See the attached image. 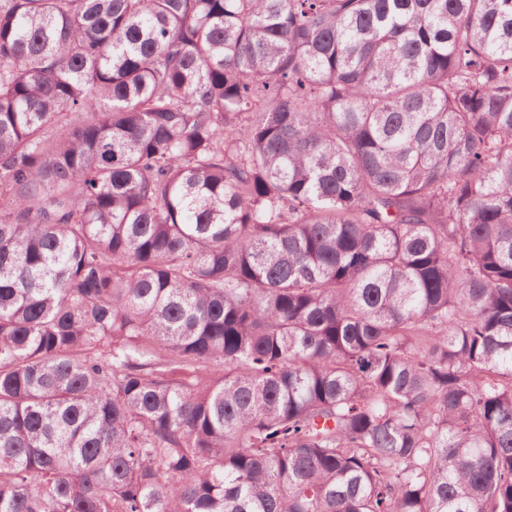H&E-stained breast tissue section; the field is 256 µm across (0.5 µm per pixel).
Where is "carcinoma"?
I'll return each mask as SVG.
<instances>
[{"label": "carcinoma", "mask_w": 512, "mask_h": 512, "mask_svg": "<svg viewBox=\"0 0 512 512\" xmlns=\"http://www.w3.org/2000/svg\"><path fill=\"white\" fill-rule=\"evenodd\" d=\"M0 512H512V0H0Z\"/></svg>", "instance_id": "obj_1"}]
</instances>
